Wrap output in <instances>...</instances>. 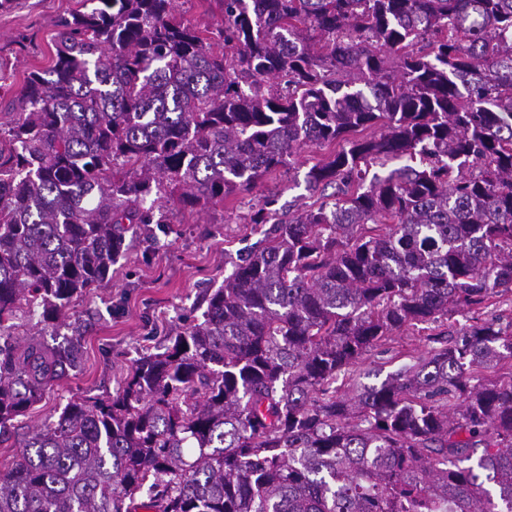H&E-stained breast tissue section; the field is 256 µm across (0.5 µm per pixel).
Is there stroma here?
Listing matches in <instances>:
<instances>
[{
	"instance_id": "stroma-1",
	"label": "stroma",
	"mask_w": 512,
	"mask_h": 512,
	"mask_svg": "<svg viewBox=\"0 0 512 512\" xmlns=\"http://www.w3.org/2000/svg\"><path fill=\"white\" fill-rule=\"evenodd\" d=\"M80 6L81 0H13L0 10V122L13 119L28 72L51 66L54 20ZM329 152L326 146L307 147L293 157L291 168L268 174L253 190L211 210L178 215L173 224L138 225L126 235L128 250L113 265L109 285L75 301L56 326H44L37 317L19 312L15 337L58 344L78 334L83 355L77 372L18 417L9 440L0 443V472L11 468L26 433L57 419L70 398L115 393L139 353L162 348L172 329L200 318L206 293L220 287L232 261L246 257L261 239V231L245 224L244 218L263 207L269 193H279V208L294 214L319 206L321 198L308 190L304 176ZM433 331L426 324L403 327L349 367L337 387L347 391L356 383L377 384L389 373L427 358L433 348L427 336Z\"/></svg>"
}]
</instances>
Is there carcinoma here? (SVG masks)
I'll list each match as a JSON object with an SVG mask.
<instances>
[{
	"label": "carcinoma",
	"mask_w": 512,
	"mask_h": 512,
	"mask_svg": "<svg viewBox=\"0 0 512 512\" xmlns=\"http://www.w3.org/2000/svg\"><path fill=\"white\" fill-rule=\"evenodd\" d=\"M83 0L0 139V442L78 363L20 343L111 278L136 224L203 212L340 144L331 200L232 263L201 320L70 399L0 474V512H512V322L429 337L363 385L340 374L402 327L512 293V0ZM379 129L374 136H356ZM419 156L364 187L367 168ZM175 16L178 20L199 27L201 30L208 28L209 31L222 25L223 15L220 7L214 0H175Z\"/></svg>",
	"instance_id": "carcinoma-1"
}]
</instances>
